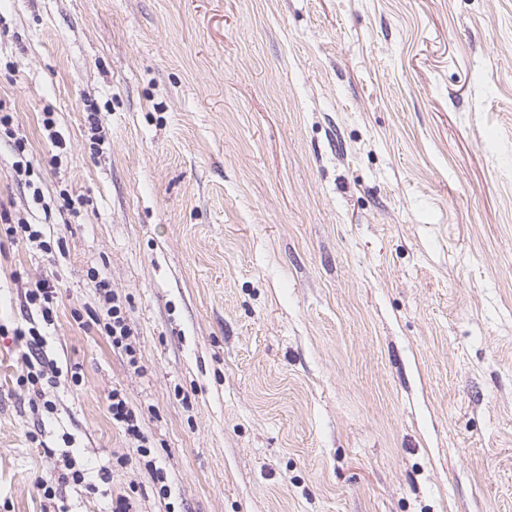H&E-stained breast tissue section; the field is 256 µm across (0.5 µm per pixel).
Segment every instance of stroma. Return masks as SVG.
Returning <instances> with one entry per match:
<instances>
[{
    "label": "stroma",
    "mask_w": 512,
    "mask_h": 512,
    "mask_svg": "<svg viewBox=\"0 0 512 512\" xmlns=\"http://www.w3.org/2000/svg\"><path fill=\"white\" fill-rule=\"evenodd\" d=\"M0 108V512H512V0H0ZM13 126V117L10 113H5L4 115H0V132L2 134V128H4L3 133L7 138L13 141V147L16 155L20 158L16 162L18 164V174L24 172L25 174L29 173L30 170V161L26 160V142L23 138L16 137L15 131L12 128ZM24 164V168H23ZM0 223L9 224L6 231L11 235H20L22 240H25L31 247H36L40 250L49 251L51 249L50 239L46 240L42 225L31 224L24 218H18L17 222H14L10 210L2 208L0 203ZM12 224H17L12 225ZM95 288L99 292V296L103 298L104 305L110 306L106 309L107 318L104 319L105 322L103 323L97 315L89 316L94 324L98 325L100 330L111 339L113 347L122 348L128 355H133L135 351L131 349L130 344L125 342L127 337L130 336L126 310L117 303V298L106 278L95 281ZM29 305H33L41 313L42 321L45 325H51L53 316V303L56 299L54 285L47 280H41L35 283L33 288H29L25 295ZM27 333L23 330H14V336L20 339H27L29 345V353L25 356V372L19 377L22 385H30L34 394L39 398L42 397V384L44 381L52 382L58 374L57 367L50 360H46L42 349L44 343V334L39 328L31 323ZM41 387V388H40ZM109 411L112 414L113 422L120 425L129 437H132L142 443L137 448L140 455L144 458L150 456L151 449L143 444L146 442V438L140 431L135 414L129 408L126 399L117 389L112 390ZM65 470L69 472L58 473V476L50 475L49 478H42L38 483V488L42 491V495L45 499L51 500L56 496V485L59 482H67L72 480L73 483H81L85 480V473L82 469H76L71 461H65Z\"/></svg>",
    "instance_id": "stroma-1"
}]
</instances>
